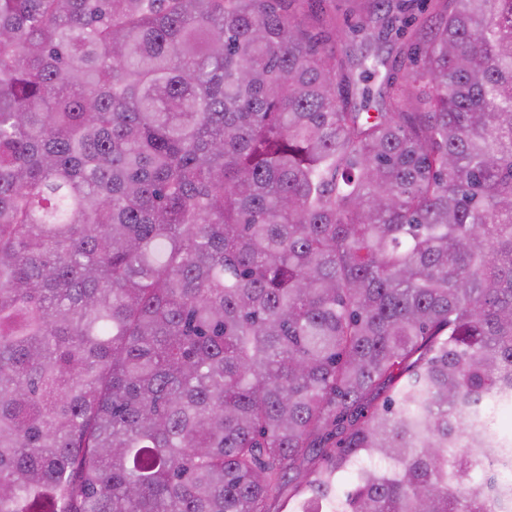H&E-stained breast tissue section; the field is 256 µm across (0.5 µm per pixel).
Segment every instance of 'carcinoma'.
I'll list each match as a JSON object with an SVG mask.
<instances>
[{
    "instance_id": "obj_1",
    "label": "carcinoma",
    "mask_w": 512,
    "mask_h": 512,
    "mask_svg": "<svg viewBox=\"0 0 512 512\" xmlns=\"http://www.w3.org/2000/svg\"><path fill=\"white\" fill-rule=\"evenodd\" d=\"M355 8L0 0V512H500L512 0ZM385 29L379 25L375 28L370 29L366 37L358 36L353 37L350 35L348 40L337 42L336 51L341 55L346 53H357L360 52H379L381 56L386 58L388 67H392L395 64H400L401 55L399 53V44Z\"/></svg>"
}]
</instances>
